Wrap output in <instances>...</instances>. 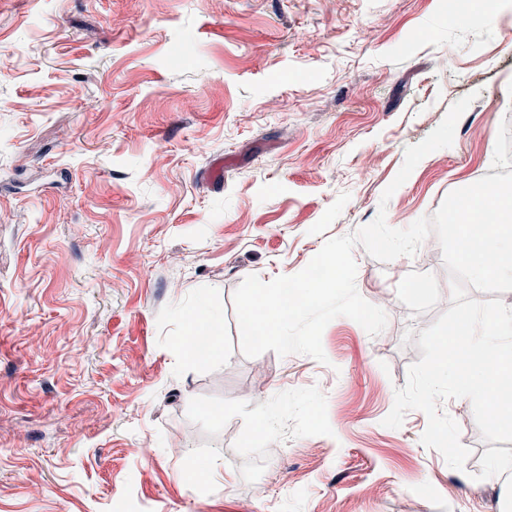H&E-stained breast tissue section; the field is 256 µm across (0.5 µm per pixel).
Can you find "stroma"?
I'll return each instance as SVG.
<instances>
[{
  "label": "stroma",
  "instance_id": "stroma-1",
  "mask_svg": "<svg viewBox=\"0 0 512 512\" xmlns=\"http://www.w3.org/2000/svg\"><path fill=\"white\" fill-rule=\"evenodd\" d=\"M509 115L500 0H0V512H512L492 471L512 442H484L470 400L439 404L461 471L422 411L382 424L451 306L436 236L388 263L354 248L388 322L332 320L327 363L246 357L233 306L248 275L512 169ZM422 276L437 301L405 291ZM209 313L221 351L184 356Z\"/></svg>",
  "mask_w": 512,
  "mask_h": 512
}]
</instances>
